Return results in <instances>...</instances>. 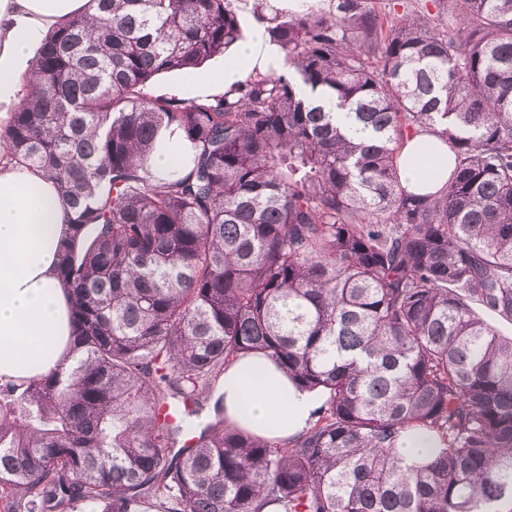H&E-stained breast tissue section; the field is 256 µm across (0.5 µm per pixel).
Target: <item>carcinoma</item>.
<instances>
[{"label": "carcinoma", "mask_w": 512, "mask_h": 512, "mask_svg": "<svg viewBox=\"0 0 512 512\" xmlns=\"http://www.w3.org/2000/svg\"><path fill=\"white\" fill-rule=\"evenodd\" d=\"M241 0H89L35 56L3 130L56 180L74 361L0 383V512H512V0H370L286 16L284 53L235 95L153 97L241 37ZM320 92L336 116L297 94ZM454 155L405 192L404 132ZM186 145L158 176L164 135ZM274 359L325 400L287 447L224 426L171 452L164 404L202 410L224 368ZM442 448L414 469L396 442ZM398 448L406 466H413L423 462L434 448H440L439 440L432 433L408 428L399 439Z\"/></svg>", "instance_id": "obj_1"}]
</instances>
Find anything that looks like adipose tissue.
<instances>
[{
	"mask_svg": "<svg viewBox=\"0 0 512 512\" xmlns=\"http://www.w3.org/2000/svg\"><path fill=\"white\" fill-rule=\"evenodd\" d=\"M88 0H0V129L23 103L38 48L48 33L85 12ZM284 53L264 24L224 52V68L209 79L186 77L210 96L232 93L255 73L282 67ZM0 141V380L20 382L68 359L71 298L58 276V244L72 213L55 183L7 159ZM450 151L424 131L407 133L398 158L406 192H436L448 178ZM212 403L224 423L287 443L306 431L324 398L298 386L272 359L238 358L216 383Z\"/></svg>",
	"mask_w": 512,
	"mask_h": 512,
	"instance_id": "adipose-tissue-1",
	"label": "adipose tissue"
}]
</instances>
